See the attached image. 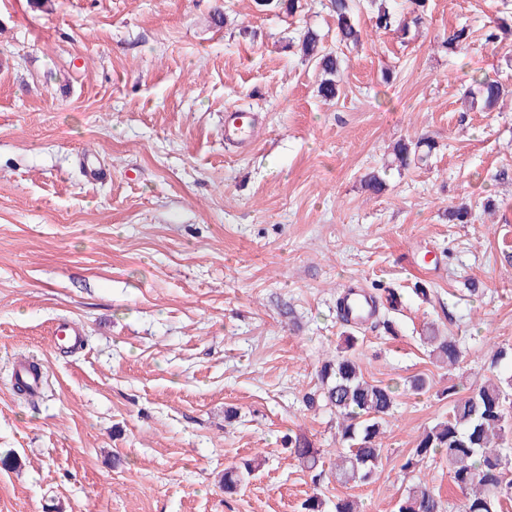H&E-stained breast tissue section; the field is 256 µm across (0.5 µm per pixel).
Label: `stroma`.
I'll return each mask as SVG.
<instances>
[{
	"instance_id": "35a3bbf8",
	"label": "stroma",
	"mask_w": 512,
	"mask_h": 512,
	"mask_svg": "<svg viewBox=\"0 0 512 512\" xmlns=\"http://www.w3.org/2000/svg\"><path fill=\"white\" fill-rule=\"evenodd\" d=\"M356 10L348 46L329 0H0V512H302L314 494L397 512L420 483L453 512L446 457L403 464L449 387L512 360V95L466 100L479 76L512 86V0H426L406 43L375 29L371 0ZM464 24L469 46L448 52ZM309 30L341 61L334 100L296 47ZM228 110L252 113L250 143L225 141ZM418 137L427 160L392 166ZM460 204L470 223L449 222ZM348 283L402 306L350 328ZM61 321L81 346L52 343ZM433 330L459 342L456 365L430 356ZM350 334L396 404L370 483H316L288 441L331 470L318 371ZM24 356L48 370L41 399L11 384ZM255 457L226 493L225 470ZM291 454L309 471H316L319 463V449L311 448V444L304 437H297L294 442H290Z\"/></svg>"
}]
</instances>
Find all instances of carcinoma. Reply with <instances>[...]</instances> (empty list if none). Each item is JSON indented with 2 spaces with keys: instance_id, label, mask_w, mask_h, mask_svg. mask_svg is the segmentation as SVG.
I'll return each instance as SVG.
<instances>
[{
  "instance_id": "cac0c4a2",
  "label": "carcinoma",
  "mask_w": 512,
  "mask_h": 512,
  "mask_svg": "<svg viewBox=\"0 0 512 512\" xmlns=\"http://www.w3.org/2000/svg\"><path fill=\"white\" fill-rule=\"evenodd\" d=\"M336 16L339 41L357 45L361 31L353 19L350 0H331ZM378 29L395 31L405 36L409 25L402 12L379 7L375 16ZM470 37L462 26L446 40L449 50L463 48ZM302 55L316 62L321 72L318 92L326 100L339 95L340 79L337 57L323 47L321 39L307 31L300 41ZM470 104H479L491 112L499 101L512 93L501 81L482 76L474 80ZM432 148L425 139H400L393 148L394 162L408 168L423 160L422 147ZM356 337H347L346 350L320 368L321 390L326 404L334 408L339 419V435L344 450L336 456L334 478L341 484L370 482L379 464L380 447L376 438L391 416L396 390L389 384H375L365 379L355 354L351 353ZM430 355L450 365L456 364L461 352L456 341L446 336H427ZM451 407L448 420L435 424L417 440L404 467L411 468L426 458L443 454L448 459L454 486L464 500L459 512H500L503 503L512 500V480L507 479L512 448L507 443V422L512 412V374L496 373L486 383L465 396L448 390ZM291 454L310 471L318 469L319 449L311 447L304 437L292 443ZM254 470L250 462L243 468L224 473V490L237 488L244 475ZM398 512H441V504L433 490L420 486L409 492Z\"/></svg>"
}]
</instances>
